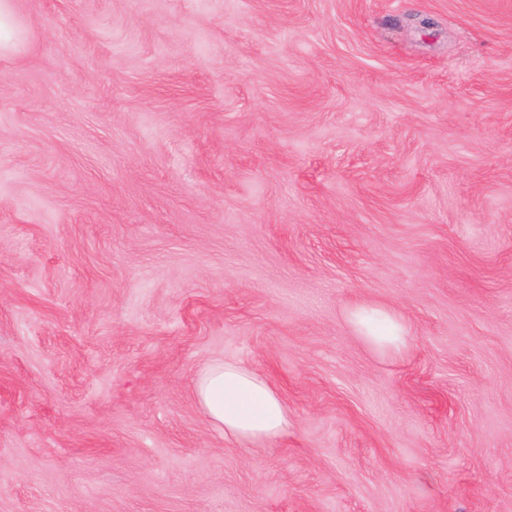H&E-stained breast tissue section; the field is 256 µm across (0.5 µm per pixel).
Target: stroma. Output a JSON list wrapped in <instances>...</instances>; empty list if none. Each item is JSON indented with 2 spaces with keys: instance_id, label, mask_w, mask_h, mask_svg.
Returning <instances> with one entry per match:
<instances>
[{
  "instance_id": "1",
  "label": "stroma",
  "mask_w": 512,
  "mask_h": 512,
  "mask_svg": "<svg viewBox=\"0 0 512 512\" xmlns=\"http://www.w3.org/2000/svg\"><path fill=\"white\" fill-rule=\"evenodd\" d=\"M15 4L0 512H512V0ZM354 322L361 335L391 353H402L409 345L406 325L383 309H359L354 313ZM194 391L201 410L224 437L262 442L288 433V406L280 394L241 364L211 362L197 375Z\"/></svg>"
}]
</instances>
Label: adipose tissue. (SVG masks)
<instances>
[{"mask_svg":"<svg viewBox=\"0 0 512 512\" xmlns=\"http://www.w3.org/2000/svg\"><path fill=\"white\" fill-rule=\"evenodd\" d=\"M354 322L377 347L402 353L409 345L406 325L387 311L360 309ZM196 400L210 423L225 437L240 442L274 441L288 432V407L269 382L233 362L214 361L194 381Z\"/></svg>","mask_w":512,"mask_h":512,"instance_id":"1","label":"adipose tissue"}]
</instances>
